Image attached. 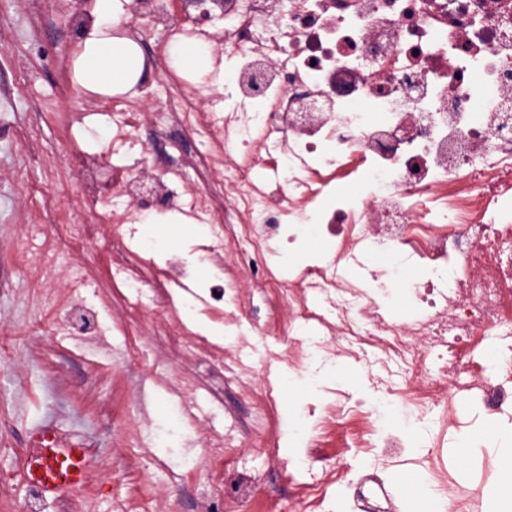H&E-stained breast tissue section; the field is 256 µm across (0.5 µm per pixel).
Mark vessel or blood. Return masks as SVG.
Instances as JSON below:
<instances>
[{
	"mask_svg": "<svg viewBox=\"0 0 512 512\" xmlns=\"http://www.w3.org/2000/svg\"><path fill=\"white\" fill-rule=\"evenodd\" d=\"M47 427L41 426L29 435V445L35 446V456L25 468L28 480L35 482L41 495L57 498L68 490L81 486L88 479L94 459L89 448L80 442L56 443L42 447Z\"/></svg>",
	"mask_w": 512,
	"mask_h": 512,
	"instance_id": "vessel-or-blood-1",
	"label": "vessel or blood"
}]
</instances>
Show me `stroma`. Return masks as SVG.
Listing matches in <instances>:
<instances>
[{
	"label": "stroma",
	"mask_w": 512,
	"mask_h": 512,
	"mask_svg": "<svg viewBox=\"0 0 512 512\" xmlns=\"http://www.w3.org/2000/svg\"><path fill=\"white\" fill-rule=\"evenodd\" d=\"M0 25L9 36L0 54V332L12 334L19 358L15 370H0V512H17L20 500L28 497L20 461L31 429L47 423L64 437L85 441L94 451L95 469L80 490L83 512H197L198 487L207 476L203 462L184 461L167 448L152 447L139 455L115 444L118 428L130 421L127 412L115 406L122 390H143L147 420L159 425L181 420L180 394L161 384L170 361L183 364L185 374L199 384L202 425L231 436L229 456L240 467L262 475L256 492L241 502L225 500L222 512H298L297 498L273 491L281 477L259 446L260 439L271 434L270 417L260 397L243 396L223 367L194 348L196 335L219 321L206 308H198L196 321L187 323L180 352L170 349L162 330L147 321L128 322L121 332L106 312L101 315V332L92 342L72 336L60 324L47 328L44 335H27L26 326L38 307L12 248L25 225L41 212L43 195L76 198L80 180L67 169L66 153L77 145L97 157L109 135L104 132L92 139L84 130L69 132L54 120L55 113L85 112L95 102L94 95L80 88L67 99L58 94L56 56L79 52L86 39L85 34L73 32L65 0H0ZM21 126L29 132L27 139L17 134ZM22 182L34 187V195L21 198ZM193 227L185 215L161 216L144 235L161 238L164 245L148 246L140 258L158 263L171 251L200 257L192 289L204 298L209 287L223 286L224 277L204 259L213 238L191 244ZM130 336L139 338L140 344L128 353L124 347ZM369 428L368 419L358 414L326 429L322 455L364 466V459L354 455L353 444ZM468 434L465 427L452 434L451 474L465 482L475 473H485L489 512H502L497 446L457 447V440Z\"/></svg>",
	"instance_id": "obj_1"
}]
</instances>
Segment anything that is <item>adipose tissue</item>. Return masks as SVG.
Returning a JSON list of instances; mask_svg holds the SVG:
<instances>
[{"label":"adipose tissue","mask_w":512,"mask_h":512,"mask_svg":"<svg viewBox=\"0 0 512 512\" xmlns=\"http://www.w3.org/2000/svg\"><path fill=\"white\" fill-rule=\"evenodd\" d=\"M124 11L123 0H96L97 24L86 39L76 63L81 85L93 93H135L142 70L138 48L118 26ZM182 68L201 85H214L224 79L215 70L211 57L197 44L175 47Z\"/></svg>","instance_id":"obj_1"}]
</instances>
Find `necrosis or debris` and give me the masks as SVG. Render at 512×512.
I'll return each mask as SVG.
<instances>
[{
	"mask_svg": "<svg viewBox=\"0 0 512 512\" xmlns=\"http://www.w3.org/2000/svg\"><path fill=\"white\" fill-rule=\"evenodd\" d=\"M228 2L215 34L186 0H132L131 37L153 65L167 64L181 39L223 45V92L204 96L169 66L163 115L146 96L99 101L95 113L112 127L104 162L90 167L73 154L77 201L46 199L50 213L74 212V222L18 246L15 259L39 280L55 271L59 243L106 236L114 292L95 305L66 304L39 287L38 308L70 310L90 337L100 311L121 327L145 316L181 348L172 290L190 270L177 256L160 269L144 265L129 242L151 206L210 225L219 246L209 259L232 292L224 334L243 393L259 365L272 413L273 364L318 380L303 408L305 453L282 472L303 512L330 487L349 512H362L357 472L316 452L321 430L367 405L322 382L338 362L365 372L409 424L371 429L358 452L416 466L439 512H482L483 488L449 479L444 450L462 424L512 427V0ZM169 121L185 146L203 142L206 151L184 166L108 162L113 152L149 153ZM343 180L354 194L341 192ZM307 224L319 227L328 254L284 262ZM384 252L417 273L401 313L387 292L396 272L376 261ZM254 290L287 304V316L256 325L247 315ZM271 336L285 351H271ZM198 439L211 500L245 498L255 476L229 478L223 438Z\"/></svg>",
	"mask_w": 512,
	"mask_h": 512,
	"instance_id": "obj_1",
	"label": "necrosis or debris"
}]
</instances>
